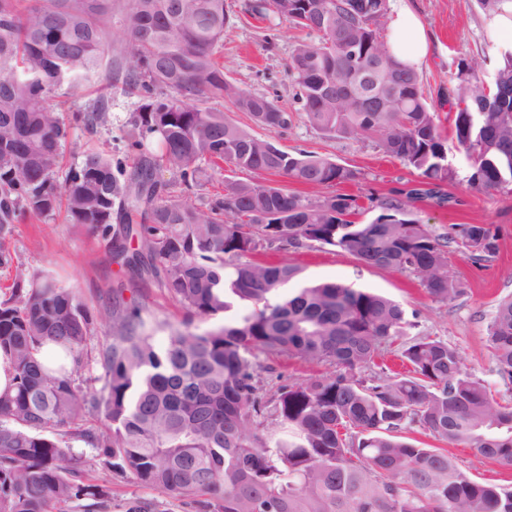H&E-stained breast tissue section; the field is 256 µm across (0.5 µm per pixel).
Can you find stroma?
<instances>
[{"label": "stroma", "mask_w": 512, "mask_h": 512, "mask_svg": "<svg viewBox=\"0 0 512 512\" xmlns=\"http://www.w3.org/2000/svg\"><path fill=\"white\" fill-rule=\"evenodd\" d=\"M251 2L224 0L231 18L224 34V71L237 87L275 99L290 116L286 129L271 134L258 127L255 135L271 139L289 153L307 152L355 170L357 179L339 185L338 190L363 200L417 181L415 170L384 154L375 144L329 137L306 122L293 100L294 87L287 69L297 44L315 42L316 37L278 17L255 16ZM407 2L432 40V53L419 69L423 90L430 101H437L439 90L452 85L455 63L460 58L471 61L482 80L492 81L503 47L488 28L478 0ZM102 96L111 101L102 123L88 127L75 120V110L84 109ZM140 102L139 91L108 88L98 82L65 83L57 87L49 103L62 111L71 127V136L61 148V173L78 168L85 151L94 150L110 157L115 176L127 181L137 162L131 142L135 134L133 115ZM448 160L457 172L448 191L459 198V205L441 209L429 200L419 199L411 207L414 216L439 233L446 232L452 224H488L498 230V252L484 265H475L469 255L451 250V263L464 288L456 299L433 301L407 273L363 266L334 248H292L264 253L263 258L299 266V275L289 283L293 289L315 281H335L399 302L412 323L409 338L428 335L448 342L459 350L469 372L494 385L498 378L489 356L487 326L498 300L512 294V194L471 188L470 170L456 147H449ZM204 169L200 180L189 187L165 165H157L156 176L164 186V196L199 205L222 197L224 179L231 174L222 163H208ZM0 246L14 258L13 264L0 266V300L9 297L16 271L23 268L72 289L92 312L99 309L110 289H122L126 300L144 307L159 346L166 341L168 326L180 324L185 317V309L167 289L113 262L111 237L89 225L73 223L66 208L12 224L10 233L0 239ZM88 476L99 483H110L109 512H127L134 501L152 503L155 512H195L191 498L161 494L132 478L111 479L97 459H90Z\"/></svg>", "instance_id": "1"}]
</instances>
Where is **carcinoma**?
Returning <instances> with one entry per match:
<instances>
[{
    "instance_id": "obj_1",
    "label": "carcinoma",
    "mask_w": 512,
    "mask_h": 512,
    "mask_svg": "<svg viewBox=\"0 0 512 512\" xmlns=\"http://www.w3.org/2000/svg\"><path fill=\"white\" fill-rule=\"evenodd\" d=\"M251 10L318 37L298 44L288 65L306 121L327 136L376 143L418 172L416 187L372 198L373 218L358 222L363 207L353 195L312 200L269 183L266 176L278 175L330 188L357 174L290 154L198 105L228 99L271 133L290 121L274 101L224 77V0H0V141L8 145L0 150V234L63 200L74 223L112 235L117 255L136 235L141 250L127 266L145 264L187 310L158 350L143 309L121 293L92 314L72 290L17 269L10 297L0 301V349L15 382L13 395L0 396V512H61L65 504L104 512L112 489L85 477L74 441L92 449L111 477L191 496L196 512H512V488L480 481L444 449L407 437L418 428L512 468V297L496 305L488 325L502 388L469 373L456 347L430 336L404 346L408 373L382 368L364 378L357 371L413 327L402 306L336 282L275 301L299 269L253 260L268 250L337 248L365 266L407 272L431 298L448 302L462 293L449 244L475 264L495 256L498 231L487 224L436 234L411 216L417 199L458 200L446 191L455 172L435 107L417 70L383 40L388 0H255ZM115 15L126 63L116 77L142 93L132 142L141 159L122 183L112 159L88 151L60 186L68 129L46 99L66 82L100 73ZM347 36L366 45L357 65L339 52ZM358 65L376 66L397 83L393 91L374 87L383 111L321 98L323 85L338 94L359 88ZM472 71L459 59L456 83L443 94L455 108L457 149L472 188L512 193V52L501 54L487 86ZM148 143L186 184L197 181L203 162H223L252 180H225L224 199L204 206L160 200L155 163L144 159ZM118 203L129 221L119 232L112 225ZM236 301L250 308L197 331L195 320L225 314ZM99 324L112 336L98 350L105 384L97 389L85 372ZM47 342L68 352L69 367L42 368L36 353ZM262 356L341 371L280 383L269 394ZM95 412L106 424L85 426L83 415Z\"/></svg>"
}]
</instances>
